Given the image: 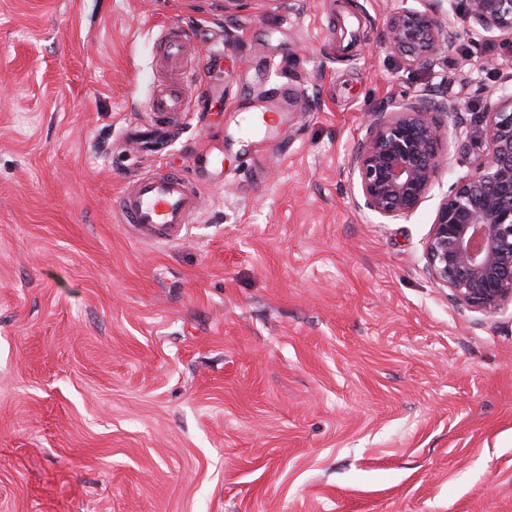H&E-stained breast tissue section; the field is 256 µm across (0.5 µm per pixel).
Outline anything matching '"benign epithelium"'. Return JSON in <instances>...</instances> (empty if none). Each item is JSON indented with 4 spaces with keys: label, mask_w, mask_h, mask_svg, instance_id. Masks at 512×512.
<instances>
[{
    "label": "benign epithelium",
    "mask_w": 512,
    "mask_h": 512,
    "mask_svg": "<svg viewBox=\"0 0 512 512\" xmlns=\"http://www.w3.org/2000/svg\"><path fill=\"white\" fill-rule=\"evenodd\" d=\"M400 0L385 44L412 68L453 66V13L481 47L512 45V0H458L451 9L429 0L419 10ZM482 109L465 117L463 103L429 85L373 113L347 161L358 207L385 220L416 212L433 190L445 151L448 122L459 128L469 172L440 199L424 245L426 268L451 298L472 312L512 303V91L475 90Z\"/></svg>",
    "instance_id": "benign-epithelium-1"
}]
</instances>
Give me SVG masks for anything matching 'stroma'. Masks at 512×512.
I'll return each instance as SVG.
<instances>
[{"instance_id":"35a3bbf8","label":"stroma","mask_w":512,"mask_h":512,"mask_svg":"<svg viewBox=\"0 0 512 512\" xmlns=\"http://www.w3.org/2000/svg\"><path fill=\"white\" fill-rule=\"evenodd\" d=\"M397 5L0 0V512H512V304L456 305L423 255L458 141L385 224L346 169L375 109L478 111L512 50L409 68ZM171 28L198 81L149 155L124 132ZM168 169L207 199L174 241L119 207Z\"/></svg>"}]
</instances>
